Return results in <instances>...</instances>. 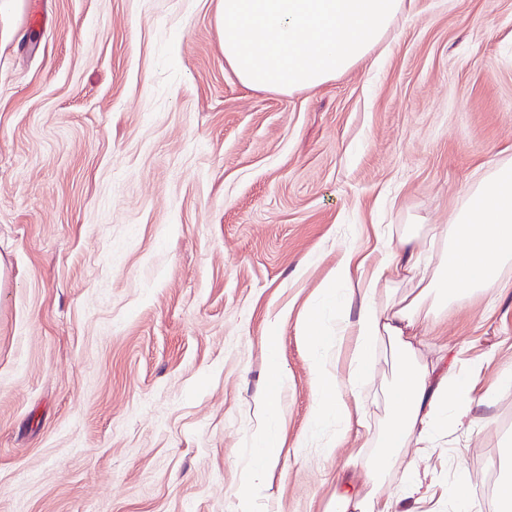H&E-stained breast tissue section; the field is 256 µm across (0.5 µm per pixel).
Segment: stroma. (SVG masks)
<instances>
[{"label": "stroma", "instance_id": "35a3bbf8", "mask_svg": "<svg viewBox=\"0 0 512 512\" xmlns=\"http://www.w3.org/2000/svg\"><path fill=\"white\" fill-rule=\"evenodd\" d=\"M218 0H0V512H236L265 424V336L288 374L260 512H325L373 466L368 428L305 447L310 354L295 317L390 224H447L512 160V0H415L347 72L292 94L242 84ZM291 319L271 322L281 309ZM420 356L474 404L374 489L454 512L449 487L512 474V288L429 316Z\"/></svg>", "mask_w": 512, "mask_h": 512}]
</instances>
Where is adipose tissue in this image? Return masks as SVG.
<instances>
[{"label":"adipose tissue","mask_w":512,"mask_h":512,"mask_svg":"<svg viewBox=\"0 0 512 512\" xmlns=\"http://www.w3.org/2000/svg\"><path fill=\"white\" fill-rule=\"evenodd\" d=\"M382 259H357L348 251L337 260L321 288L319 304L304 309L297 333L314 354L309 367L318 400V416H330L336 431L329 442L337 448L354 414L378 345L392 354L393 379L384 391L392 410L389 426L379 439L378 458L388 466L393 454L431 445L448 428L449 408L469 412V382L463 376L435 377L416 357L414 328L427 300L444 308L466 295L501 294L503 272L512 266V162L496 165L465 189L448 225L398 224L384 239ZM336 307L332 331L318 323L320 303ZM351 345L347 366L329 352L330 344ZM280 446L269 431L258 437L262 464L238 489L237 512H254L266 462ZM376 480L338 482L328 512H402L397 497L361 495L360 486Z\"/></svg>","instance_id":"adipose-tissue-1"}]
</instances>
